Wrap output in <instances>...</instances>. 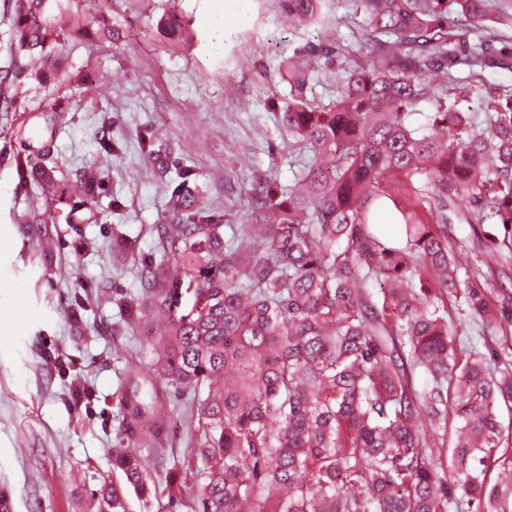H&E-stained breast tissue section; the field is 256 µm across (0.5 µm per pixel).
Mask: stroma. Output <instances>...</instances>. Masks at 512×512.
<instances>
[{
  "label": "stroma",
  "mask_w": 512,
  "mask_h": 512,
  "mask_svg": "<svg viewBox=\"0 0 512 512\" xmlns=\"http://www.w3.org/2000/svg\"><path fill=\"white\" fill-rule=\"evenodd\" d=\"M59 2L70 13L86 11L91 25L42 58L43 68L57 71L56 83L23 84L15 111L0 112V488L11 493V512H82L86 494L111 480L107 450L126 441L119 427L123 369L132 362L149 370L143 348L166 328L165 315L152 311L130 332L111 300L113 290H134L139 274L138 264L113 252V231L148 248L150 225L162 223L168 209L165 182L142 156L141 134L152 132L173 158L194 167L204 204L238 223L252 185H288L290 163L309 159L288 156L282 60L320 41L354 58L362 37L351 0H327L328 25L308 28L290 25L277 0H224L233 26L219 52L200 0ZM101 15L109 29L94 25ZM174 18L182 31H172ZM50 106L66 116L56 138L61 170L98 167L107 194L98 223L83 227L82 249L59 224L50 231L51 251L37 256L11 218L33 194L16 175L13 129L17 114L32 117ZM106 121L122 145L111 159L98 154ZM114 195L125 203L122 214L108 208ZM502 233L496 224L448 227L461 271L496 306L512 308V265L501 274L478 268L487 237ZM77 299L88 306L81 325L67 315ZM456 317L461 342L475 345L489 366L512 352V322L486 336L465 308ZM162 400L168 443L153 466L159 476L179 472L189 451L188 404L171 394Z\"/></svg>",
  "instance_id": "35a3bbf8"
}]
</instances>
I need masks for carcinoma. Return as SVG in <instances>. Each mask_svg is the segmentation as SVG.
<instances>
[{"mask_svg": "<svg viewBox=\"0 0 512 512\" xmlns=\"http://www.w3.org/2000/svg\"><path fill=\"white\" fill-rule=\"evenodd\" d=\"M280 2L297 26L325 20L326 0ZM353 2L365 58L343 68L336 101L309 97L312 72L334 65L336 48L309 46L283 61L289 144L311 154L288 187L257 183L244 223L226 224L199 205L198 173L184 166L151 252L112 239L140 265L135 293L114 292L112 302L130 326L142 306L168 323L148 345L151 373L127 367L137 380L122 397L124 429L136 434L156 416L161 384L190 398L198 465L165 482L192 512H448L458 490L475 512L512 508V460L487 481L504 443L498 407H512V367L495 376L455 343L445 297H461L483 330L495 328L499 309L458 276L455 244L439 231L451 217L500 224L507 235L490 238L481 264L491 270L512 256V89L487 97L480 114L458 108L486 70H512V48L497 47L502 28L512 29V0ZM65 16L52 0H22L0 67V112L15 108L22 84L49 81L31 59L66 46L74 27ZM422 103L427 122L413 127ZM37 120L18 129L15 162L27 169L21 185L52 198L30 201L15 221L32 227L33 240L61 221L80 237L81 225L98 221L100 173L78 171L76 191L56 178L61 116L50 108ZM140 145L168 176L170 153L151 135ZM391 206L398 238L381 232ZM450 421L448 476L423 425ZM110 455L121 478L92 491L96 512H126L130 496L146 504L157 495L141 453L125 446ZM265 487L283 494L262 498Z\"/></svg>", "mask_w": 512, "mask_h": 512, "instance_id": "1", "label": "carcinoma"}]
</instances>
